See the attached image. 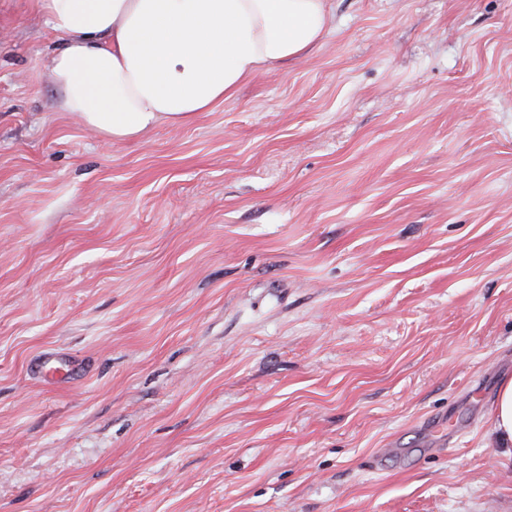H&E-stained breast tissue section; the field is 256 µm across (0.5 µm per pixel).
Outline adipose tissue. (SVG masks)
<instances>
[{
  "label": "adipose tissue",
  "mask_w": 512,
  "mask_h": 512,
  "mask_svg": "<svg viewBox=\"0 0 512 512\" xmlns=\"http://www.w3.org/2000/svg\"><path fill=\"white\" fill-rule=\"evenodd\" d=\"M61 47L58 111L110 142L181 127L255 75L310 58L327 0H35Z\"/></svg>",
  "instance_id": "ef3b65f1"
}]
</instances>
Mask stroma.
Returning a JSON list of instances; mask_svg holds the SVG:
<instances>
[{
  "mask_svg": "<svg viewBox=\"0 0 512 512\" xmlns=\"http://www.w3.org/2000/svg\"><path fill=\"white\" fill-rule=\"evenodd\" d=\"M328 8L112 144L0 0V512H512V0ZM491 433L502 448L512 447V378L501 383L495 396Z\"/></svg>",
  "mask_w": 512,
  "mask_h": 512,
  "instance_id": "35a3bbf8",
  "label": "stroma"
}]
</instances>
